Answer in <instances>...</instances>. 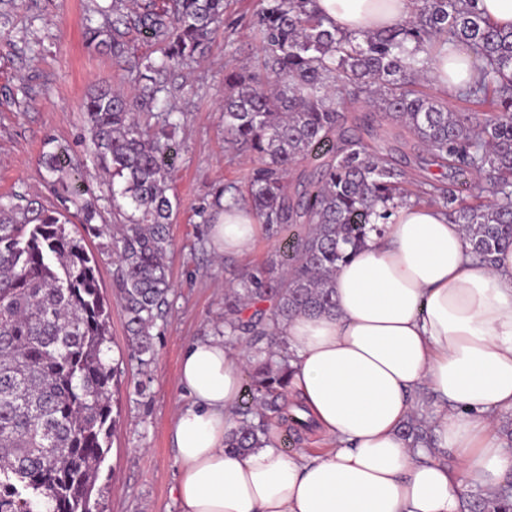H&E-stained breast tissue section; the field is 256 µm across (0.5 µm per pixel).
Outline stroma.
Here are the masks:
<instances>
[{
    "mask_svg": "<svg viewBox=\"0 0 512 512\" xmlns=\"http://www.w3.org/2000/svg\"><path fill=\"white\" fill-rule=\"evenodd\" d=\"M85 3L17 0L8 22L0 24V202L55 203L42 156L62 146L84 161L68 180L90 186L108 223L112 196L95 178L81 105L95 84L124 88L128 80L111 54L87 47ZM254 8L255 0H226L223 30L179 77L193 92L177 99L183 120L170 190L178 202L168 259L173 288L167 319L153 330L149 361L129 355L126 318L112 286L109 237L87 234L78 215H68L71 231L84 237L96 258L101 293L111 309L109 356L121 363L118 425L93 494L97 512H181L172 493L177 465L170 436L174 415L185 402L178 384L181 355L190 342L223 330L225 287L238 284L274 250L260 232L244 255L215 258L196 212L224 183L243 178L254 165L252 156L225 145L222 110L225 70L255 63L259 54L250 35ZM361 136L377 153L401 161L409 175L435 171L407 133L377 124Z\"/></svg>",
    "mask_w": 512,
    "mask_h": 512,
    "instance_id": "stroma-1",
    "label": "stroma"
}]
</instances>
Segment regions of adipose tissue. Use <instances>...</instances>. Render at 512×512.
<instances>
[{
	"label": "adipose tissue",
	"mask_w": 512,
	"mask_h": 512,
	"mask_svg": "<svg viewBox=\"0 0 512 512\" xmlns=\"http://www.w3.org/2000/svg\"><path fill=\"white\" fill-rule=\"evenodd\" d=\"M315 5L359 33L401 23L412 2ZM258 229L248 205H231L209 246L243 254ZM335 288V311L281 327L290 389L328 442L316 455L271 445L225 453L243 356L220 336L186 346L179 386L189 401L172 424L181 512H460L468 489L505 485L512 444L496 421L512 410V249L481 264L440 208L405 205L341 267ZM421 392L435 398L428 451L401 435Z\"/></svg>",
	"instance_id": "adipose-tissue-1"
}]
</instances>
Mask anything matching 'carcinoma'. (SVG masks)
<instances>
[{"label": "carcinoma", "mask_w": 512, "mask_h": 512, "mask_svg": "<svg viewBox=\"0 0 512 512\" xmlns=\"http://www.w3.org/2000/svg\"><path fill=\"white\" fill-rule=\"evenodd\" d=\"M313 0H258L251 33L260 58L224 73V140L261 159L224 197L250 202L275 257L224 293V345L245 344L247 406L224 439L244 454L272 443L270 417L295 432L312 421L288 411L292 356L277 326L335 308L334 278L380 236L395 210L422 199L461 225L473 255L490 266L512 247V27L486 19L478 0H413L410 18L379 33L349 34L311 8ZM224 24V0H112L86 7L87 41L128 64L131 93L101 87L84 117L95 164L112 191V286L127 318L132 355L153 353L152 330L172 290L165 258L172 246L181 117L172 99L177 73L204 54ZM151 50L137 54L130 35ZM478 55L479 78L458 93L474 112H450L427 73L448 48ZM366 114L348 115L347 103ZM381 118L403 128L440 170L484 182L485 201L469 203L463 184L412 179L393 160L370 153L356 129ZM60 206L81 223L101 217L87 190L63 178L76 161L44 156ZM308 167L293 187L290 176ZM108 307L95 259L57 208L0 205V512H93V491L109 439L120 368L107 358ZM428 420L406 422L413 448H428ZM463 512H512L508 489L468 495Z\"/></svg>", "instance_id": "1"}]
</instances>
